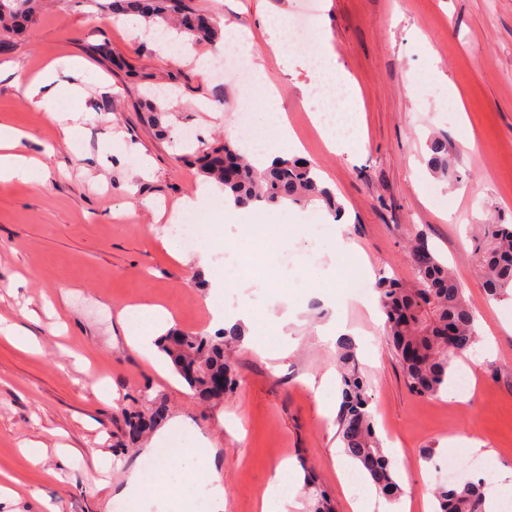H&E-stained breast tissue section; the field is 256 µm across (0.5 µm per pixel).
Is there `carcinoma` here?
<instances>
[{"mask_svg": "<svg viewBox=\"0 0 512 512\" xmlns=\"http://www.w3.org/2000/svg\"><path fill=\"white\" fill-rule=\"evenodd\" d=\"M108 15L133 13L152 26L174 28L195 44L211 45L221 38L222 27L211 13L195 0H94ZM43 0H0V54H10L35 23ZM428 163L437 176L447 178L453 169L448 157V135L432 136L428 143ZM183 162L207 180L217 183L241 207L257 202L280 205L286 201L305 204L318 200L331 211L341 210L335 193L317 178L314 168L301 158L277 159L259 170L228 139L205 146L202 152L186 153ZM410 254L416 284L409 288L395 279L383 277L377 284L380 304L386 316L385 336L410 392L438 397L448 391L455 377L454 362L479 342L476 316L464 290L429 247L422 234L411 241ZM484 291L492 300L512 299V224H483L473 251ZM179 335L173 331L163 339L162 352L200 401L210 399L206 376L222 375L235 388L228 351L244 336L235 323L217 331ZM337 370L341 403L336 417L343 453L366 481L384 492L389 501L402 494L392 461L377 436L369 385L362 375L349 336L341 338ZM161 409L150 415L131 417L132 434L140 435L160 418ZM485 480L439 483L433 489L437 512H487ZM302 493L309 499V512H333L323 490L307 478Z\"/></svg>", "mask_w": 512, "mask_h": 512, "instance_id": "obj_1", "label": "carcinoma"}]
</instances>
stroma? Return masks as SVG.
I'll return each instance as SVG.
<instances>
[{
  "label": "stroma",
  "instance_id": "obj_1",
  "mask_svg": "<svg viewBox=\"0 0 512 512\" xmlns=\"http://www.w3.org/2000/svg\"><path fill=\"white\" fill-rule=\"evenodd\" d=\"M200 3L225 32L215 45L196 47L192 62L178 47L161 55L150 33L133 34L120 15L100 19L84 0L48 7L17 49L0 55V123L26 132L27 154L49 173L41 186L0 184V317L20 322L42 348L26 353L0 338V484L11 476L20 481L0 512H36L43 501L56 512H122L114 495L130 471L166 453L151 446V434L132 437L126 427L127 413L149 412L152 399L164 408L162 424L187 421L214 449L224 512H259L258 499L285 459L293 466L292 512H307L301 489L308 468L333 512H354L331 453L339 445L336 418L321 411L337 392L320 396L306 383L336 370L337 345L318 329L337 311L360 349L376 432L410 512L432 502L444 469L495 488L501 467H512V334L504 328L512 323V300L486 298L472 240L474 224L512 223V0H319L313 31L332 46L321 67L345 71L362 99L359 146L350 158L330 152L311 122L320 105L306 93L316 68L305 40L289 39L294 73L284 75L263 24L270 14L292 15L299 0ZM238 26L251 31L249 66L264 68L274 96L255 84L241 88L233 70H209L213 58L237 52L231 30ZM99 44L138 74L177 75L163 85L166 135L135 108L147 85L113 72L93 53ZM74 55L95 78L80 83L84 113L69 145L23 96L26 79L53 62L59 81H76L61 64ZM271 112L285 115L302 144L300 157L335 191L345 213L342 236L362 257L338 264L324 252L331 228L321 202L248 207L253 224L308 227L272 253L263 243L243 249L228 238L211 255L218 265L235 255L259 319L291 316L287 346L271 361L244 335L231 355L237 387L203 404L173 366L157 372L126 343L117 314L129 304H159L171 327L215 333L198 251L178 259L162 243L171 224L207 232L224 221L220 211L202 217L176 208L203 183L181 160L190 149L182 133L192 129L201 142L228 137L247 115L260 149L273 135ZM439 131L448 135L452 180L427 164L426 141ZM145 157L150 167L143 172ZM418 233L453 268L481 317L479 343L456 362L470 377L462 401L410 393L381 325L351 292L355 281L373 284L381 276L412 285L408 243ZM331 266L335 277L320 276ZM325 294L335 295L339 308L321 303ZM32 441L47 448L36 463L22 452ZM471 441L482 453L466 452ZM429 446L438 450L431 464L421 457ZM61 448L79 455L61 465ZM100 452L122 466L94 492L88 484Z\"/></svg>",
  "mask_w": 512,
  "mask_h": 512
}]
</instances>
